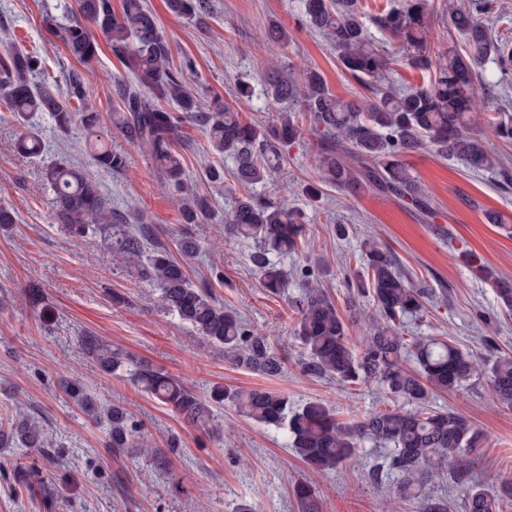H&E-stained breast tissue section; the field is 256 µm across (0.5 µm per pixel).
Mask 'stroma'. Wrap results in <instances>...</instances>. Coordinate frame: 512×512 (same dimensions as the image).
Masks as SVG:
<instances>
[{
    "label": "stroma",
    "mask_w": 512,
    "mask_h": 512,
    "mask_svg": "<svg viewBox=\"0 0 512 512\" xmlns=\"http://www.w3.org/2000/svg\"><path fill=\"white\" fill-rule=\"evenodd\" d=\"M145 3L171 44L174 65L192 60V69L185 73L191 89L218 94L230 103L239 84L251 85L252 100L238 107L243 120L264 128L275 121V108L258 92L273 66L284 73L315 69L336 96L371 98L339 65L327 40L308 28L302 0H212L211 14L200 24L172 15L166 0ZM56 10L57 0H0V46L14 41L34 52L40 61L39 79L50 85L64 84L69 70L84 68L90 103L111 113V81L126 77L124 65L107 47L88 64H79L45 24V14ZM272 22L287 30L286 45L267 46L263 33ZM33 122L44 138L42 159L9 153L20 128L0 100V201L11 204L17 216L11 230L0 231V406L21 396L25 411L42 416L59 453L46 459L21 448H0V512H237L244 503L257 512H302L293 493L299 484L313 486L318 512H417L416 505L391 500L387 487L370 481L373 456L320 472L285 448L281 431L245 421L231 406L220 411L222 435L209 437L140 392L125 370L109 375L100 371L80 337L95 336L121 348L203 397L216 385L264 388L287 395L297 406L323 402L343 423L394 404L376 388L347 389L307 377L293 366L277 377L238 368L157 301L146 300L145 284L113 259L100 236L76 242L57 224L41 164L62 161L83 167L98 179L113 209L123 212L135 206L146 211L158 240L169 247L185 228L174 194L149 159L115 128H108L106 139L129 156L119 174L93 165L81 130L56 132L45 114ZM186 132L191 141L183 151L186 171L196 178L199 192L210 196L215 210L211 219L187 227L204 246L201 256L189 259L188 273L196 281L210 278L212 266L221 267L224 279L214 283L215 295L236 309L249 329L295 355L288 308L290 297L300 290L295 270L313 269L338 311H345L347 281L359 268L360 244L373 235L415 281L446 297L442 303L429 302L422 318L407 324L405 337L448 335L486 364L512 355V315L494 287L472 275L457 257L461 250L477 254L502 280L512 282V185H503L499 174L471 171L463 161L443 159L429 150L405 155V163L428 188L436 214L428 224L413 206L395 197L371 191L352 197L319 184L310 141L288 146L281 168L255 192L287 196L303 212L307 235L299 252L281 257L290 273L288 285L284 294L271 296L249 260L250 245L224 240V214L242 195L231 175L233 159L207 153L200 124ZM214 163L226 172L223 183L201 177ZM309 183L319 186L312 198L303 192ZM338 223L348 227L341 239L334 231ZM67 377L81 378L102 399L127 407L143 423L165 464L150 465L108 448L104 427L63 393L60 382ZM432 404L463 414L487 432L471 471L473 484L490 488L512 478V409L494 402L485 381H474L460 392L436 393ZM172 438L180 445L175 453L167 445ZM20 462L39 471L46 484L43 494L14 490L12 476Z\"/></svg>",
    "instance_id": "stroma-1"
}]
</instances>
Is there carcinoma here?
Here are the masks:
<instances>
[{
    "label": "carcinoma",
    "mask_w": 512,
    "mask_h": 512,
    "mask_svg": "<svg viewBox=\"0 0 512 512\" xmlns=\"http://www.w3.org/2000/svg\"><path fill=\"white\" fill-rule=\"evenodd\" d=\"M169 11L188 20L210 13L211 0H166ZM489 0H469L456 7L450 20L463 48H430V0H402L379 13L376 25L401 44L404 55L392 56L374 45L361 20L359 0H305L310 27L333 46L340 65L362 80L373 99L358 104L334 94L323 75L303 71L301 77L277 72L268 75L265 98L276 107L278 119L262 129L246 123L219 99L189 89L183 72L173 70L169 42L144 0H122V11L111 0H74L46 25L77 60L96 57L100 44L111 48L133 79L112 80L116 112L112 125L151 160L165 185L178 196L185 224H197L212 214L209 199L189 188L184 157L186 123L198 121L206 130L208 151L228 154L235 162L237 181L245 188L263 183L278 171L285 147L314 137V159L321 182L352 195L376 191L394 196L432 219L426 186L405 166L401 156L421 149L443 158H457L473 171H495L508 179L509 171L485 147V136L512 141V115L486 117L484 98L476 88V70L491 59L501 76L512 73V48L493 41L478 16ZM431 69L434 79L401 92L391 78L394 66ZM38 61L32 54L8 49L0 62V94L15 120L26 125L31 114L46 112L55 128L66 133L80 126L91 144L95 164L112 173L125 171L127 153L104 139L100 113L85 94L88 74L72 70L66 88L37 83ZM173 105L167 110L157 99ZM13 152L25 158L40 156L43 143L35 128L14 141ZM43 182L54 197L55 218L76 238L99 235L113 259L134 270L158 291L162 308L213 345L231 364L266 376H278L286 357L268 336L255 333L237 312L219 303L211 282L189 279L184 260L203 251L190 234L181 235L176 258L156 242V228L147 214L117 213L99 184L80 168L54 163L42 170ZM303 214L288 201L252 194L237 201L224 215V240L251 243L250 261L266 292L284 291L288 271L271 255L303 247ZM359 260L362 273L351 282L349 315L338 312L315 273L302 267L297 278L301 292L290 300L295 314L292 339L299 344L295 365L308 377L335 380L344 386H374L409 406L375 411L350 426L336 422L333 411L318 401L293 406L285 395L262 389L237 390L215 386L200 398L160 369L137 362L95 336L80 342L104 371L131 366L134 385L179 414L191 428H223L215 409L231 405L241 416L283 431L286 446L309 466L329 472L359 456L364 448L385 450L371 480L379 484L396 477L393 494L418 501L422 512H449L448 504L424 498L425 490L442 472L452 474L455 491L466 512H498L500 502L512 500V480L489 491L469 482L477 448L486 438L464 415L430 407L436 391L459 392L473 380L486 379L495 401L512 408V356H501L488 367L453 340L401 334L405 320L421 314L432 289L417 283L394 254L375 239L364 242ZM475 273L492 281L505 307L512 311V285L483 268ZM372 302L376 318L359 343L352 342L350 325L360 318L356 299ZM65 393L92 420L106 426L111 447L134 458L162 460L144 434L140 421L116 404H106L79 379L64 384ZM42 418L10 407L0 414V447L14 445L42 456L52 453ZM36 473L16 469L14 482L36 492ZM305 512H314L316 496L308 485L295 489Z\"/></svg>",
    "instance_id": "1"
}]
</instances>
